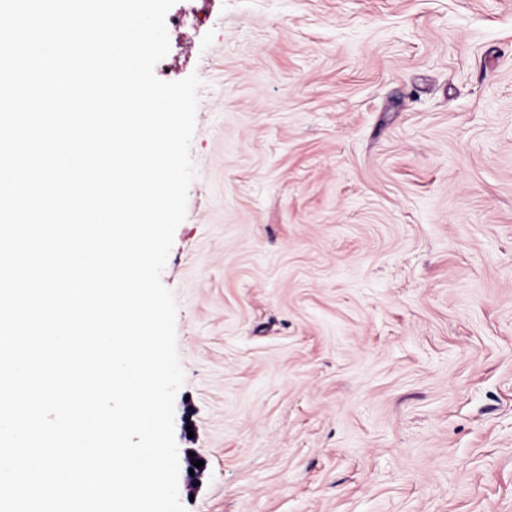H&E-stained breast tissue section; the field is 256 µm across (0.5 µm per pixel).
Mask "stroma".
Here are the masks:
<instances>
[{"label": "stroma", "mask_w": 512, "mask_h": 512, "mask_svg": "<svg viewBox=\"0 0 512 512\" xmlns=\"http://www.w3.org/2000/svg\"><path fill=\"white\" fill-rule=\"evenodd\" d=\"M198 75L186 512H512V0H176Z\"/></svg>", "instance_id": "1"}]
</instances>
